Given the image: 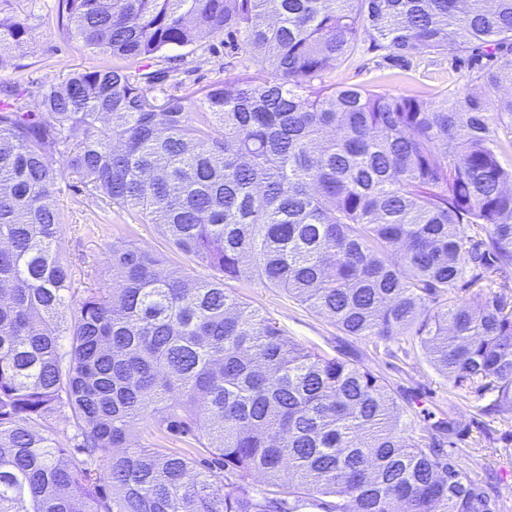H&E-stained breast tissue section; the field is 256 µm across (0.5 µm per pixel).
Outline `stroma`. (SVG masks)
Instances as JSON below:
<instances>
[{
    "label": "stroma",
    "instance_id": "1",
    "mask_svg": "<svg viewBox=\"0 0 512 512\" xmlns=\"http://www.w3.org/2000/svg\"><path fill=\"white\" fill-rule=\"evenodd\" d=\"M32 15L31 38L16 47L0 66V87L27 90L22 100L27 110L38 111L30 91L43 83H56L75 71L112 67L116 61L91 52L58 22L50 6ZM493 58L479 53L435 55L420 50L407 54L396 66L383 53L360 42L358 50L341 66L327 68L322 82L339 87L359 86L395 94L438 98L472 89L474 72L494 66ZM153 70L170 69L176 84L169 94L196 99L210 85L244 74L259 75L258 65L237 51L220 34H200L187 47L163 50L149 61ZM51 204L65 219L61 257L69 266L74 286L95 287L105 267L109 245L122 237L156 251L193 274L203 269L173 249L160 228L145 223L138 213L108 206L90 198L86 187L73 174H64ZM227 294L251 309L274 319L290 337L304 347L330 356H342L384 377L406 419L416 429L427 426L428 415L456 423L457 449L470 477L489 483L499 501L500 512H512V414L486 415L481 411L488 397L453 389L426 361L419 349L405 342L382 343L370 337L349 336L328 319L289 298L278 288L252 280H228Z\"/></svg>",
    "mask_w": 512,
    "mask_h": 512
}]
</instances>
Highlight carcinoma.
<instances>
[{
	"instance_id": "carcinoma-1",
	"label": "carcinoma",
	"mask_w": 512,
	"mask_h": 512,
	"mask_svg": "<svg viewBox=\"0 0 512 512\" xmlns=\"http://www.w3.org/2000/svg\"><path fill=\"white\" fill-rule=\"evenodd\" d=\"M56 16L120 60L224 34L270 77L214 84L194 112L158 99L169 72L121 67L39 86L37 113L0 100V512H498L379 377L287 337L224 280L404 340L453 388L496 394L483 413H511L512 295L490 282L512 268V0H57ZM30 33L0 19V63ZM364 38L393 61L498 67L438 100L310 90ZM60 147L90 195L208 274L120 240L109 280L77 292L49 203ZM169 435L187 447H158Z\"/></svg>"
}]
</instances>
